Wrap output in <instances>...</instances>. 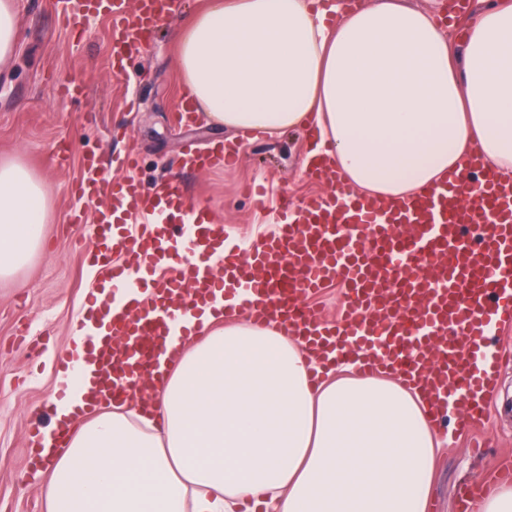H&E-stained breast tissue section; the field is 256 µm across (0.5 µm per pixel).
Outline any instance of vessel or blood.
Instances as JSON below:
<instances>
[{
	"label": "vessel or blood",
	"mask_w": 512,
	"mask_h": 512,
	"mask_svg": "<svg viewBox=\"0 0 512 512\" xmlns=\"http://www.w3.org/2000/svg\"><path fill=\"white\" fill-rule=\"evenodd\" d=\"M177 4L139 0L131 13L125 0H76L60 17L74 33L88 16L109 19L119 80ZM75 194L98 203L89 257L104 285L91 289L90 310L108 325L92 349L91 405L146 389L168 336L221 298L253 322L284 325L307 350L358 353L365 373L388 368L424 382L432 419L456 407L458 432L487 421L489 331L512 316V180L494 166L471 158L397 203L337 180L329 193L281 201L276 233L245 254L179 179L146 193L133 177L109 175L99 153L85 158ZM116 251L123 265H113ZM331 282L343 294L332 322L303 303ZM120 288L118 303L111 293Z\"/></svg>",
	"instance_id": "obj_1"
}]
</instances>
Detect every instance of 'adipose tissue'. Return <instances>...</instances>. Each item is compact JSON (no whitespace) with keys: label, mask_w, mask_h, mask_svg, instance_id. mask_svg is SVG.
<instances>
[{"label":"adipose tissue","mask_w":512,"mask_h":512,"mask_svg":"<svg viewBox=\"0 0 512 512\" xmlns=\"http://www.w3.org/2000/svg\"><path fill=\"white\" fill-rule=\"evenodd\" d=\"M400 0H207L177 39L187 96L231 130L315 127L317 153L366 195L412 197L478 153L512 171V0L463 34ZM47 221L41 180L0 161V280L28 264ZM155 374L151 408L83 419L94 366L73 325L54 424L36 446L47 512H427L441 447L421 389L333 366L276 324L189 317ZM72 425L67 438L56 426Z\"/></svg>","instance_id":"obj_1"}]
</instances>
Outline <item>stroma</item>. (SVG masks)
I'll use <instances>...</instances> for the list:
<instances>
[{
    "mask_svg": "<svg viewBox=\"0 0 512 512\" xmlns=\"http://www.w3.org/2000/svg\"><path fill=\"white\" fill-rule=\"evenodd\" d=\"M205 0H181L177 13L156 30L147 49L128 65L133 77L114 79L108 68L111 32L103 17L73 34L57 18L55 0H17L19 23L13 60L0 68V160L25 164L44 185L48 224L44 245L31 262L0 281V512H44L41 486L29 463V425L51 424L57 357L73 323L86 317L95 284L87 256V226L75 222L71 186L85 153L112 154V174L129 173L120 159L135 146L132 172L150 186L177 174L188 195L208 207L229 240L259 242L277 221L281 196L302 202L330 191L304 166L308 130L270 135L235 133L206 118L178 120L184 89L176 68V35ZM81 79L86 92L71 101L56 87ZM230 145L232 162L214 170L185 167L189 150ZM490 417L478 437L444 446L431 486L429 512H457V490L486 481L512 461V361L497 369L488 398Z\"/></svg>",
    "mask_w": 512,
    "mask_h": 512,
    "instance_id": "obj_1",
    "label": "stroma"
}]
</instances>
